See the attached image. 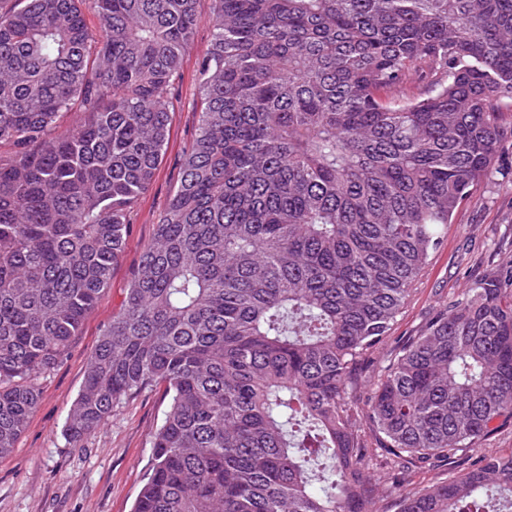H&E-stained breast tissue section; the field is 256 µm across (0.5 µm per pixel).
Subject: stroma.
<instances>
[{
	"label": "stroma",
	"instance_id": "35a3bbf8",
	"mask_svg": "<svg viewBox=\"0 0 512 512\" xmlns=\"http://www.w3.org/2000/svg\"><path fill=\"white\" fill-rule=\"evenodd\" d=\"M207 0L199 7L173 100L169 137L154 182L134 209L124 251L108 287L84 320L66 356L40 381L37 409L14 451L0 456V512H131L151 463V438L161 424L162 393L147 389L122 400L79 445L65 421L84 382L87 363L112 321L153 239L157 216L181 173V157L197 126V63L213 35ZM512 264V140L498 149L488 178L456 212L395 337L415 334L449 297L490 271Z\"/></svg>",
	"mask_w": 512,
	"mask_h": 512
}]
</instances>
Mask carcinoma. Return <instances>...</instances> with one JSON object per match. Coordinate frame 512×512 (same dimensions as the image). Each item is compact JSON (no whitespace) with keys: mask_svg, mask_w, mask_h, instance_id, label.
Returning a JSON list of instances; mask_svg holds the SVG:
<instances>
[{"mask_svg":"<svg viewBox=\"0 0 512 512\" xmlns=\"http://www.w3.org/2000/svg\"><path fill=\"white\" fill-rule=\"evenodd\" d=\"M200 2L0 0V455L121 258ZM209 5L196 133L66 435L162 390L132 512H377L373 470L389 496L463 452L399 512L512 506L482 448L512 423V266L364 378L512 137V0ZM448 479V466L415 469L410 473L405 489L424 488Z\"/></svg>","mask_w":512,"mask_h":512,"instance_id":"carcinoma-1","label":"carcinoma"}]
</instances>
